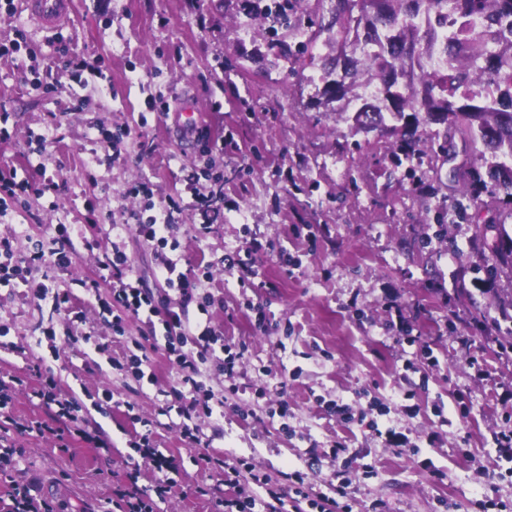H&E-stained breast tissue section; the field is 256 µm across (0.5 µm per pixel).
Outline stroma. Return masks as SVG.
<instances>
[{
    "label": "stroma",
    "instance_id": "35a3bbf8",
    "mask_svg": "<svg viewBox=\"0 0 512 512\" xmlns=\"http://www.w3.org/2000/svg\"><path fill=\"white\" fill-rule=\"evenodd\" d=\"M262 2L255 12L248 0H74L68 23L46 31L19 0H0V39L24 36L0 57V168L53 182L0 222L27 261L22 280L0 287V377L15 386L14 421L56 427L37 395L52 380L112 443L72 436L64 451L0 422V449L19 453L13 482L59 512H101L139 455L138 417L176 460L159 512L213 510L211 497L181 494L209 480L181 417L155 412L177 381L166 355L152 353L150 380L124 366L148 315L109 310L102 263L116 245L143 287L164 294V251L134 230L151 204L173 210L183 271L210 270L201 290L224 302L214 328L246 346L234 377L203 368L224 396L223 416L199 421L214 453L256 464L272 489L294 471L312 496L345 478L352 512H484L490 498L512 508V467L492 442L512 427V323L498 312L512 277L486 278L493 257L478 233L500 203L424 164L409 183L392 168V135H356L310 108L314 86L277 55L292 35L268 13L274 0ZM82 58L101 65L76 70ZM152 96L166 111H148ZM190 102L204 119L188 144L173 114ZM137 183L148 195L129 196ZM442 205L449 240L421 247L425 210ZM56 224L75 246L64 270L50 263ZM247 255L251 273L237 265ZM58 290L70 295L59 311ZM333 401L363 423L328 412Z\"/></svg>",
    "mask_w": 512,
    "mask_h": 512
}]
</instances>
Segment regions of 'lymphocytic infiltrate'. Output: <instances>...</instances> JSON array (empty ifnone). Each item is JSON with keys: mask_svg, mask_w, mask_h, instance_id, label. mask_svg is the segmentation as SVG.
<instances>
[{"mask_svg": "<svg viewBox=\"0 0 512 512\" xmlns=\"http://www.w3.org/2000/svg\"><path fill=\"white\" fill-rule=\"evenodd\" d=\"M172 227L169 210H159L147 218L139 220L135 231L145 242L169 245L171 257L167 258L163 276L168 291L173 292V299L163 304H155L151 293L137 287L126 254L120 247H113L112 258L106 268L109 272L112 289V308L126 315H139L141 310H148L157 317L164 329L163 351L170 357L180 383L179 389L173 390L171 398L161 400L157 405L159 414L166 415L172 409H179L185 423L181 427V436L185 444L195 446L202 444L195 418L205 415L213 416L224 405L222 397L212 393H202V371L195 360L185 351L186 345H194L200 356H212L223 352L225 358L222 368L226 376H234L235 355L229 354L223 336L217 334L212 325L213 310L217 305L213 296H198V281L189 277L179 268L181 261L177 253L178 242L169 241L167 234ZM196 304L200 314L196 322H189L186 308ZM42 405L51 413L68 420V432L80 435L86 443L99 449H110L111 443L100 430H88L87 424L79 414L81 406L76 398L63 397L54 384H46L37 392ZM144 455L150 457L159 478L152 488L135 485L115 492L117 503L123 504V512H156V501L166 500L171 485L165 475L173 466L172 458L158 454L157 450L147 447ZM207 468L215 470L221 476L225 486L236 489L241 484H255L263 488L264 497L248 496L245 498H227L222 500L224 512H253L261 508L262 512H299L300 500H289L287 493L267 489L264 480L255 472L253 464L240 460H227L220 455H204Z\"/></svg>", "mask_w": 512, "mask_h": 512, "instance_id": "lymphocytic-infiltrate-1", "label": "lymphocytic infiltrate"}]
</instances>
